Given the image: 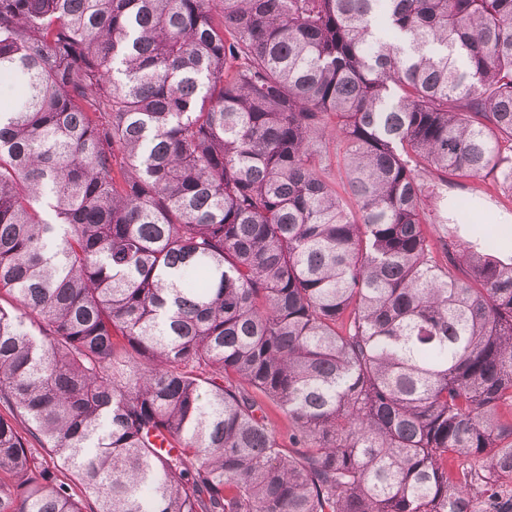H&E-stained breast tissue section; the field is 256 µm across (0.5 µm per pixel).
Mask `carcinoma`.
I'll list each match as a JSON object with an SVG mask.
<instances>
[{"label": "carcinoma", "mask_w": 512, "mask_h": 512, "mask_svg": "<svg viewBox=\"0 0 512 512\" xmlns=\"http://www.w3.org/2000/svg\"><path fill=\"white\" fill-rule=\"evenodd\" d=\"M2 76L0 512L512 483V243L441 207L512 193V0H0Z\"/></svg>", "instance_id": "carcinoma-1"}]
</instances>
